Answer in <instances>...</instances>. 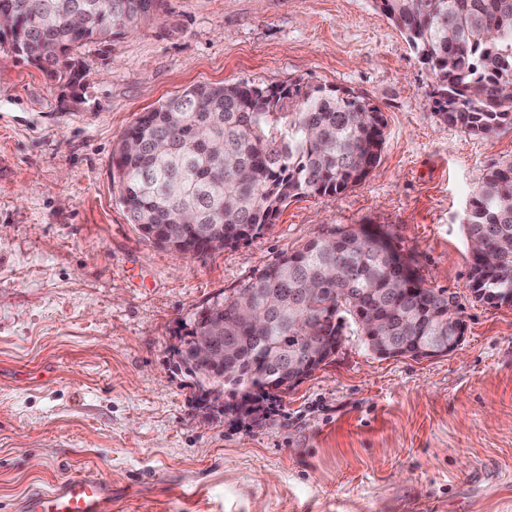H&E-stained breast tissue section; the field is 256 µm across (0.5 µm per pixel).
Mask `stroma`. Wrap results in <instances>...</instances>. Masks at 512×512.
<instances>
[{"label": "stroma", "instance_id": "35a3bbf8", "mask_svg": "<svg viewBox=\"0 0 512 512\" xmlns=\"http://www.w3.org/2000/svg\"><path fill=\"white\" fill-rule=\"evenodd\" d=\"M76 85L0 54V512L94 469L106 512H512V307L475 301L463 216L512 128L465 133L374 0H164L83 51ZM351 88L385 123L378 165L290 202L232 248L185 255L131 224L112 157L198 84ZM365 224L455 296L466 338L381 358L358 334L266 418L209 416L169 365L178 327L327 226Z\"/></svg>", "mask_w": 512, "mask_h": 512}]
</instances>
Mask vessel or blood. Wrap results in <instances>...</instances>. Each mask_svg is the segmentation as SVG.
Instances as JSON below:
<instances>
[{"label":"vessel or blood","mask_w":512,"mask_h":512,"mask_svg":"<svg viewBox=\"0 0 512 512\" xmlns=\"http://www.w3.org/2000/svg\"><path fill=\"white\" fill-rule=\"evenodd\" d=\"M112 499V483L101 475L84 471L73 474L50 488L27 494L21 512H102Z\"/></svg>","instance_id":"1"}]
</instances>
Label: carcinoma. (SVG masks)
I'll list each match as a JSON object with an SVG mask.
<instances>
[{
  "mask_svg": "<svg viewBox=\"0 0 512 512\" xmlns=\"http://www.w3.org/2000/svg\"><path fill=\"white\" fill-rule=\"evenodd\" d=\"M163 0H0V50L51 78L80 82V49L134 30ZM436 79L435 111L465 132L512 126V0H381ZM380 108L363 94L293 83L198 85L142 113L114 149L121 201L144 237L194 255L261 233L288 202L363 181L384 144ZM469 287L512 290V161L490 167L469 200ZM265 307L267 327L245 314ZM384 318L414 345L448 335V294L366 226L329 227L283 253L183 325L224 324V389L252 404L303 380L291 351L341 340L359 316Z\"/></svg>",
  "mask_w": 512,
  "mask_h": 512,
  "instance_id": "1",
  "label": "carcinoma"
}]
</instances>
